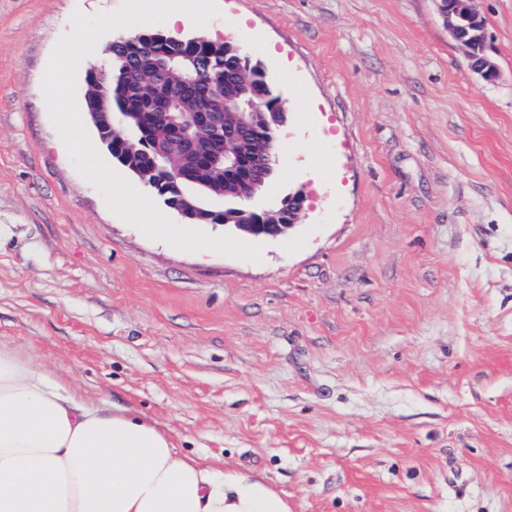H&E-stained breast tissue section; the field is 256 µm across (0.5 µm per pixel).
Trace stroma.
I'll return each mask as SVG.
<instances>
[{"mask_svg":"<svg viewBox=\"0 0 512 512\" xmlns=\"http://www.w3.org/2000/svg\"><path fill=\"white\" fill-rule=\"evenodd\" d=\"M288 122L252 263L147 239L74 168L42 79L74 12L0 0V343L293 512H512V0L473 73L435 0H217Z\"/></svg>","mask_w":512,"mask_h":512,"instance_id":"stroma-1","label":"stroma"}]
</instances>
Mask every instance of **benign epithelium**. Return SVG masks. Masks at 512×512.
<instances>
[{"instance_id":"obj_1","label":"benign epithelium","mask_w":512,"mask_h":512,"mask_svg":"<svg viewBox=\"0 0 512 512\" xmlns=\"http://www.w3.org/2000/svg\"><path fill=\"white\" fill-rule=\"evenodd\" d=\"M452 38L465 50L470 69L487 82L498 77V68L487 54V33L484 20L472 8L473 0H436ZM94 103L100 107L95 113L98 132L102 141L112 138L110 132L125 126L127 112H117L104 106L112 93L104 90L103 83L97 82L90 89ZM248 111L237 113L235 124L224 126V109L228 104L222 101L218 92L207 86L204 88L198 107L192 112H160L153 114L157 124L168 128L169 142L178 152V162L172 169L159 170L153 164L145 176L157 175V180L177 185L185 179L184 172L193 159L203 153L224 160V175L236 198L238 216L236 223L228 225L232 231L251 239L269 240L282 238L300 220L305 209L306 196L296 190L281 199V204L264 210L266 223L255 218L253 200L263 184V177L256 175L250 165L254 156H268L276 150L277 134L286 123V113H278V119L269 121L263 112L257 111L254 101L245 102ZM224 131L223 151L215 148V133ZM166 189H156V195L182 220L211 223L212 216L204 207H199L187 197L182 203H173L166 197Z\"/></svg>"}]
</instances>
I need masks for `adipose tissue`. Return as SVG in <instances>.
<instances>
[{
  "mask_svg": "<svg viewBox=\"0 0 512 512\" xmlns=\"http://www.w3.org/2000/svg\"><path fill=\"white\" fill-rule=\"evenodd\" d=\"M0 512H292L260 475L179 455L168 433L0 344Z\"/></svg>",
  "mask_w": 512,
  "mask_h": 512,
  "instance_id": "adipose-tissue-1",
  "label": "adipose tissue"
}]
</instances>
